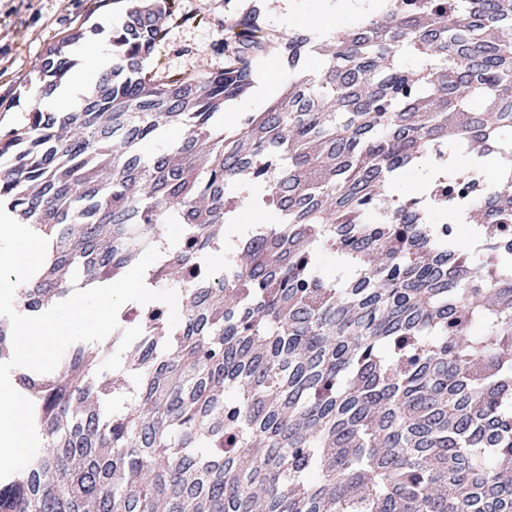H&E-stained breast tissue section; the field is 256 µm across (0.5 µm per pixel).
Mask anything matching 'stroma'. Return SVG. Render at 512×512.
I'll list each match as a JSON object with an SVG mask.
<instances>
[{
  "instance_id": "obj_1",
  "label": "stroma",
  "mask_w": 512,
  "mask_h": 512,
  "mask_svg": "<svg viewBox=\"0 0 512 512\" xmlns=\"http://www.w3.org/2000/svg\"><path fill=\"white\" fill-rule=\"evenodd\" d=\"M150 65L158 76L218 73L224 56V0H177ZM112 0H0V135L23 124L36 106L33 64L76 29L92 30L119 16Z\"/></svg>"
}]
</instances>
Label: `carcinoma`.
I'll list each match as a JSON object with an SVG mask.
<instances>
[{"label":"carcinoma","instance_id":"cac0c4a2","mask_svg":"<svg viewBox=\"0 0 512 512\" xmlns=\"http://www.w3.org/2000/svg\"><path fill=\"white\" fill-rule=\"evenodd\" d=\"M123 2L79 105L0 139V201L52 244L25 312L157 247L147 280L179 322L144 305L112 345L20 377L46 450L0 480V512H512V167L433 182L439 224L389 194L426 156L512 151V0H389L323 41L250 0L224 16V71L164 80L146 62L175 0ZM86 38L46 48L42 96ZM273 48L292 77L225 132ZM260 208L278 223L240 228ZM469 209L478 259L456 246ZM324 247L342 272L321 273Z\"/></svg>","mask_w":512,"mask_h":512}]
</instances>
